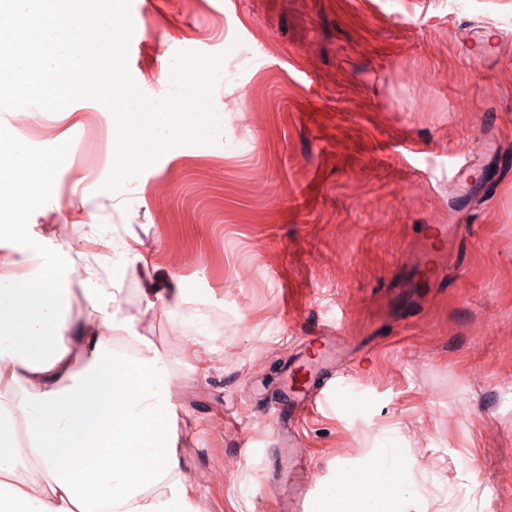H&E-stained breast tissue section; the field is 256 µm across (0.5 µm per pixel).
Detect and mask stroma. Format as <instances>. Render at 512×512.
I'll use <instances>...</instances> for the list:
<instances>
[{
	"mask_svg": "<svg viewBox=\"0 0 512 512\" xmlns=\"http://www.w3.org/2000/svg\"><path fill=\"white\" fill-rule=\"evenodd\" d=\"M376 2L132 0L147 95L169 91L177 51L227 58L217 142L168 151L122 192L100 189L115 144L100 103L33 108L49 132L22 130L49 189L0 276L66 256L107 283L100 240L149 247L117 317L162 358L206 512H279L262 400L299 365L296 340L340 316L364 389L307 422V472L277 479L313 478L323 506L341 471L392 448L401 512H512V46L464 40L466 22L512 24V0ZM402 139L422 153L382 156ZM428 224L459 227L429 306L409 262ZM151 288L183 301L148 306Z\"/></svg>",
	"mask_w": 512,
	"mask_h": 512,
	"instance_id": "obj_1",
	"label": "stroma"
}]
</instances>
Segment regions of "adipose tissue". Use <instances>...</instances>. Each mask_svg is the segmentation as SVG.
Listing matches in <instances>:
<instances>
[{
  "label": "adipose tissue",
  "mask_w": 512,
  "mask_h": 512,
  "mask_svg": "<svg viewBox=\"0 0 512 512\" xmlns=\"http://www.w3.org/2000/svg\"><path fill=\"white\" fill-rule=\"evenodd\" d=\"M45 180L21 142L0 136L1 191ZM62 281L58 268L0 278V512H203L179 465L159 354L112 347L120 281L88 289L80 324ZM29 465L42 473L35 493L19 475ZM404 490L379 469L325 512H397Z\"/></svg>",
  "instance_id": "1"
}]
</instances>
